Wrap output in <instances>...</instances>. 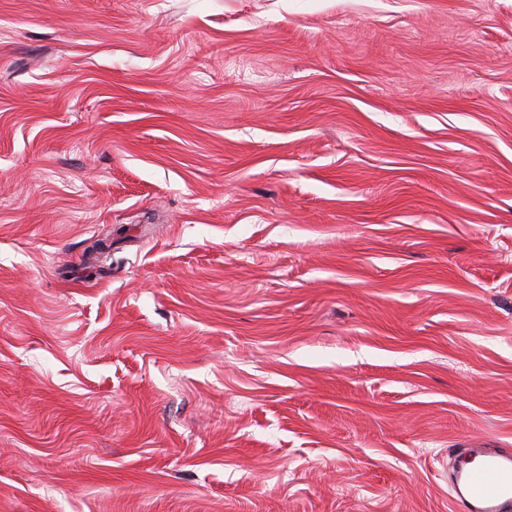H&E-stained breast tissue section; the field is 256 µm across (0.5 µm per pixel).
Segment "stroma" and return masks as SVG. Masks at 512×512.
<instances>
[{"label":"stroma","mask_w":512,"mask_h":512,"mask_svg":"<svg viewBox=\"0 0 512 512\" xmlns=\"http://www.w3.org/2000/svg\"><path fill=\"white\" fill-rule=\"evenodd\" d=\"M512 448V0H0V512H453Z\"/></svg>","instance_id":"35a3bbf8"}]
</instances>
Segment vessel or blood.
Instances as JSON below:
<instances>
[{"instance_id": "vessel-or-blood-1", "label": "vessel or blood", "mask_w": 512, "mask_h": 512, "mask_svg": "<svg viewBox=\"0 0 512 512\" xmlns=\"http://www.w3.org/2000/svg\"><path fill=\"white\" fill-rule=\"evenodd\" d=\"M452 484L455 512H512V448L461 451Z\"/></svg>"}]
</instances>
